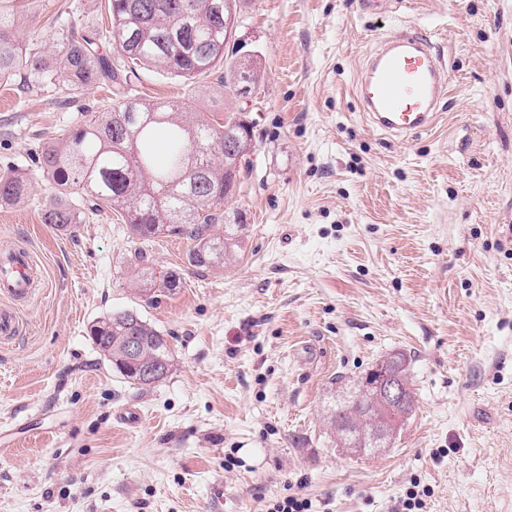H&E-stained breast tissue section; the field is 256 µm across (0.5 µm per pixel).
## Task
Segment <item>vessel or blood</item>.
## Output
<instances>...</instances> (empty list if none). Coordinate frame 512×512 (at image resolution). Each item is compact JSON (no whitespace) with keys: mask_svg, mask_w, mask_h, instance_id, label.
Wrapping results in <instances>:
<instances>
[{"mask_svg":"<svg viewBox=\"0 0 512 512\" xmlns=\"http://www.w3.org/2000/svg\"><path fill=\"white\" fill-rule=\"evenodd\" d=\"M446 89V66L435 44L408 29L379 40L360 66L353 93L374 129L406 138L431 129ZM32 288L29 253L1 252L0 294L24 298Z\"/></svg>","mask_w":512,"mask_h":512,"instance_id":"1","label":"vessel or blood"}]
</instances>
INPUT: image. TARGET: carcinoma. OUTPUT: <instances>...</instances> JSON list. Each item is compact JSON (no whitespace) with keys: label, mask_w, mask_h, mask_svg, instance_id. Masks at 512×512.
<instances>
[{"label":"carcinoma","mask_w":512,"mask_h":512,"mask_svg":"<svg viewBox=\"0 0 512 512\" xmlns=\"http://www.w3.org/2000/svg\"><path fill=\"white\" fill-rule=\"evenodd\" d=\"M241 0H107L110 27L71 25L44 48H30L16 38L18 19L0 10V81L24 93L77 96L106 86L109 104L84 124L53 139L38 155L36 170L50 184L52 195L43 222L70 231L84 212L115 210L129 224L130 236L148 240L174 235L192 242L187 257L195 268L222 267L241 248L238 215L228 217L224 199L240 192L248 156L254 148L253 123L242 110L219 122L180 101L144 103L129 96L139 70L148 67L172 78L194 82L216 77L224 90L239 96L240 88L256 87L260 67L251 57L227 51L228 32L237 22ZM111 42L121 63L101 51ZM163 136L165 166L153 163V149ZM31 176L15 171L0 175V206L28 198ZM220 230H215L216 226ZM182 287L180 272L156 273L135 256L131 288L139 298L173 294ZM93 343L127 382L150 387L158 379L144 370L171 369L165 336L134 310L116 312L89 328ZM138 339L132 357L127 339ZM364 374L347 386L336 377L331 393L328 428L341 448H388L396 434L387 413L366 386Z\"/></svg>","instance_id":"carcinoma-1"}]
</instances>
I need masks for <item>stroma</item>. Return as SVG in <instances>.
Segmentation results:
<instances>
[{
    "label": "stroma",
    "instance_id": "stroma-1",
    "mask_svg": "<svg viewBox=\"0 0 512 512\" xmlns=\"http://www.w3.org/2000/svg\"><path fill=\"white\" fill-rule=\"evenodd\" d=\"M243 0L236 36L262 81L250 173L226 201L246 230L237 263L189 269L184 238L135 241L119 213L71 234L51 196L0 208V250L38 262L0 340V512H512V0ZM105 0H0L24 43L109 25ZM422 30L450 56L435 125L397 140L367 125L352 88L377 38ZM130 95L224 109L214 80L141 70ZM103 88L63 99L0 84V172L99 111ZM184 274L145 302L135 253ZM137 310L161 330L168 377L131 385L87 330ZM401 352L415 394L391 448L345 453L325 433L337 376ZM139 412L129 425L120 415Z\"/></svg>",
    "mask_w": 512,
    "mask_h": 512
}]
</instances>
